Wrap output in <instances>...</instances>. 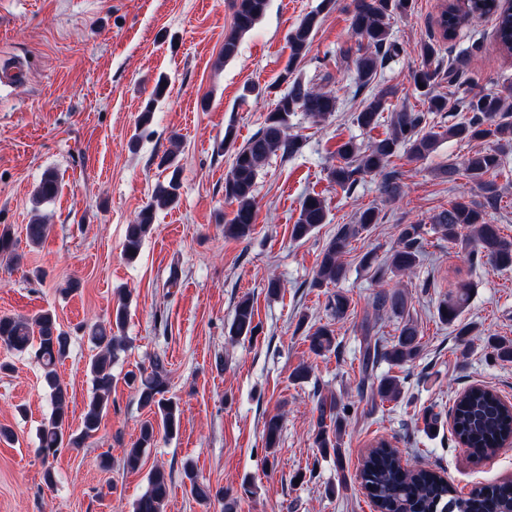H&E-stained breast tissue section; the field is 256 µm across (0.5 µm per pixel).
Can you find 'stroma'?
Here are the masks:
<instances>
[{
	"mask_svg": "<svg viewBox=\"0 0 512 512\" xmlns=\"http://www.w3.org/2000/svg\"><path fill=\"white\" fill-rule=\"evenodd\" d=\"M233 0H0V64L21 63L23 79L0 88V226L19 239L20 261L0 259V315L32 317L54 312L71 339L58 367L68 390L69 421L79 426L92 391L85 364L91 354L87 328L106 319L120 292H129L126 349L112 364V405L97 434L81 448L61 449L53 461L57 485L47 488L36 454L38 430L51 412L49 390L30 354L0 347V426L14 439L0 441V512H132L155 467L171 472L166 512H222L223 502L192 497L182 466L192 462L199 482L236 498V512H374L361 486V461L378 441L397 448L404 463L445 476L459 496L477 487L512 481V446L479 459L452 430L455 399L476 384L512 402V361L493 355L488 337L512 340V269L499 270L448 245L431 218L461 193L480 192L461 166L486 142L441 140L422 159L399 149L388 168L401 185L399 198L381 191V175L361 176L351 190L336 186L329 171L338 145H365L385 137L388 121L373 130L353 121L366 100L389 90L387 112L423 110L409 81L421 43L434 42L441 63H454L478 94H512V54L496 42L494 17H476L444 38L439 18L444 0H412L393 15L389 39L396 50L360 86L356 61L365 47L350 33L352 0H269L264 16L239 39L236 57L224 59L233 27ZM319 11L320 25L307 56L289 63L288 34ZM292 68L302 82L330 91L336 112L317 123L298 112L288 132L302 141L290 157L272 156L255 188L254 230L248 238L224 234L233 204L224 178L234 153L264 125L287 85ZM162 97H155L157 84ZM153 118L141 125L145 106ZM232 141H225V132ZM176 151L179 199L156 210L154 225L135 261H127V224L153 201L169 171L161 157ZM457 165L455 181L441 168ZM56 171L61 189L35 205L45 171ZM320 194L327 217L308 238L291 237L303 199ZM373 207L379 221L354 239L342 261L339 283L313 287L325 244L338 227L356 223ZM49 226L41 245L25 243L34 214ZM422 227L421 262L414 275H379L360 264L375 252L386 260L399 227ZM283 284L267 290L270 278ZM77 283L68 292L69 283ZM471 298L459 317L473 328L457 335L437 317L439 303L459 284ZM400 286L409 316L420 331V353L400 366L379 362L373 377H399L398 401H368L360 391L364 332L390 344L401 326L375 312L376 293ZM350 299L347 315L332 318L329 295ZM250 298L256 338L228 345L234 308ZM331 324L336 351L309 349L310 328ZM162 357L171 396L183 411L177 434L158 436L139 470L123 466L129 447L148 419L128 371ZM309 380H293L299 364ZM345 406L341 457L313 445L319 398ZM438 416L432 433L419 431L424 410ZM282 413L279 445L266 452L263 422ZM110 452V468L99 456ZM250 485L251 495L241 493Z\"/></svg>",
	"mask_w": 512,
	"mask_h": 512,
	"instance_id": "obj_1",
	"label": "stroma"
}]
</instances>
